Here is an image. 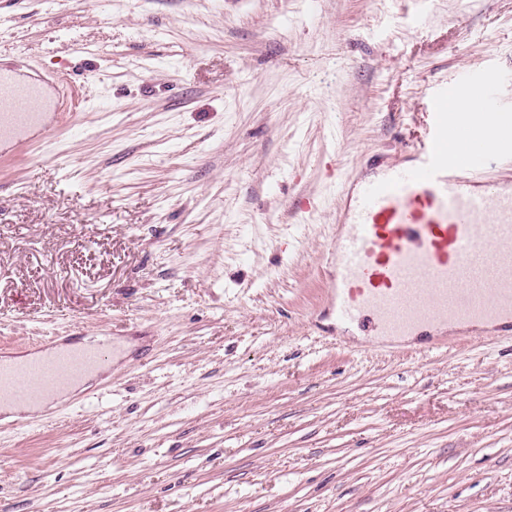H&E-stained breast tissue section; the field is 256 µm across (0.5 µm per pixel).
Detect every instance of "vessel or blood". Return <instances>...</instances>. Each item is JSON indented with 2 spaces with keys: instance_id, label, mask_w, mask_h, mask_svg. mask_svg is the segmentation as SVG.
<instances>
[{
  "instance_id": "vessel-or-blood-1",
  "label": "vessel or blood",
  "mask_w": 512,
  "mask_h": 512,
  "mask_svg": "<svg viewBox=\"0 0 512 512\" xmlns=\"http://www.w3.org/2000/svg\"><path fill=\"white\" fill-rule=\"evenodd\" d=\"M495 74L462 78L429 102V130L407 159H375L371 176L342 175L336 235L324 257L334 270L328 312L336 325L363 327L383 342L416 338L417 355L439 349L460 328L494 339L512 336V182L492 178V159L512 143L491 144L489 129L512 130V104L494 95ZM41 81L20 64H0V151L20 136L50 139L39 105ZM470 98L493 123L450 116L449 97ZM111 337L59 344L39 359H0V405L49 409L66 383L81 380L115 354Z\"/></svg>"
}]
</instances>
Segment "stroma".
<instances>
[{
	"instance_id": "35a3bbf8",
	"label": "stroma",
	"mask_w": 512,
	"mask_h": 512,
	"mask_svg": "<svg viewBox=\"0 0 512 512\" xmlns=\"http://www.w3.org/2000/svg\"><path fill=\"white\" fill-rule=\"evenodd\" d=\"M55 144L0 156V357L111 336L11 428L7 512H512V343L312 333L340 202L491 70L512 0H0ZM318 210L296 211L303 197Z\"/></svg>"
}]
</instances>
